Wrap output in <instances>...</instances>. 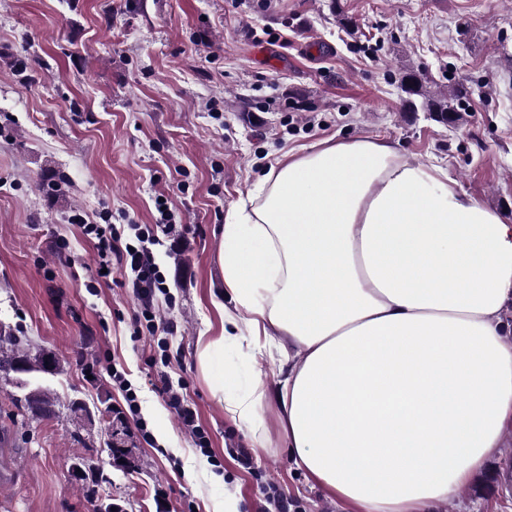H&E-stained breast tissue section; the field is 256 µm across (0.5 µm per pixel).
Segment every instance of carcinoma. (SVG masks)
Returning a JSON list of instances; mask_svg holds the SVG:
<instances>
[{"mask_svg":"<svg viewBox=\"0 0 512 512\" xmlns=\"http://www.w3.org/2000/svg\"><path fill=\"white\" fill-rule=\"evenodd\" d=\"M409 80L410 86L405 93L408 96H421L427 110L436 121L456 125L460 115L446 102L431 98L424 89V78L418 71L410 69L400 76V80ZM17 366L19 372L11 376L10 384L17 390L15 407L21 421L49 420L60 402L47 380L62 373L59 358L43 349L31 350L26 347V337L17 336L9 326L0 325V367Z\"/></svg>","mask_w":512,"mask_h":512,"instance_id":"cac0c4a2","label":"carcinoma"}]
</instances>
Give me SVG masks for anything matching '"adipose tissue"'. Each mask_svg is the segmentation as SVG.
Instances as JSON below:
<instances>
[{
    "label": "adipose tissue",
    "instance_id": "adipose-tissue-1",
    "mask_svg": "<svg viewBox=\"0 0 512 512\" xmlns=\"http://www.w3.org/2000/svg\"><path fill=\"white\" fill-rule=\"evenodd\" d=\"M235 313L200 350L212 393L255 433L259 384L224 393L226 342L275 347L296 467L354 512H433L512 426V222L381 140L271 165L224 226Z\"/></svg>",
    "mask_w": 512,
    "mask_h": 512
}]
</instances>
